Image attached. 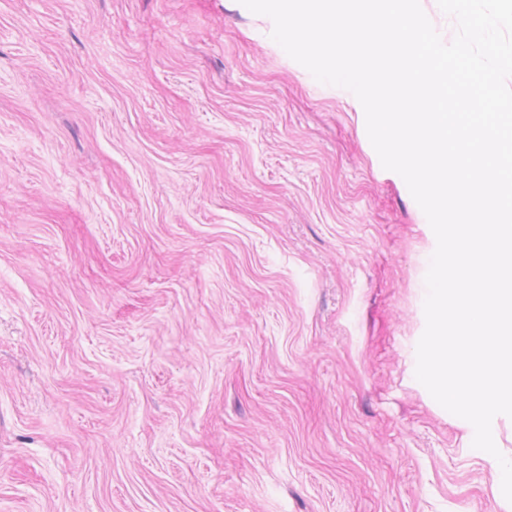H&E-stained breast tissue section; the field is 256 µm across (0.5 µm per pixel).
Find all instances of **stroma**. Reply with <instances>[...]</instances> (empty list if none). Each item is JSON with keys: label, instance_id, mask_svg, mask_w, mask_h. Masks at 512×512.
<instances>
[{"label": "stroma", "instance_id": "35a3bbf8", "mask_svg": "<svg viewBox=\"0 0 512 512\" xmlns=\"http://www.w3.org/2000/svg\"><path fill=\"white\" fill-rule=\"evenodd\" d=\"M239 0H0V512H512L419 383L436 245Z\"/></svg>", "mask_w": 512, "mask_h": 512}]
</instances>
